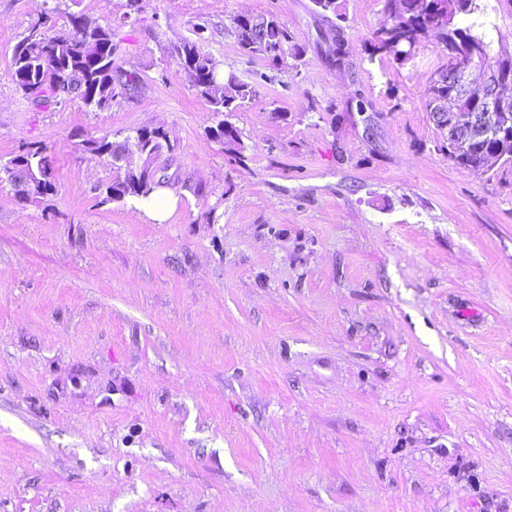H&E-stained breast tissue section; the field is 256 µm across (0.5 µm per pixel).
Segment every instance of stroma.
I'll use <instances>...</instances> for the list:
<instances>
[{"label":"stroma","instance_id":"35a3bbf8","mask_svg":"<svg viewBox=\"0 0 512 512\" xmlns=\"http://www.w3.org/2000/svg\"><path fill=\"white\" fill-rule=\"evenodd\" d=\"M39 2L0 0V160L44 146L57 184L0 188V512H512V164L449 160L434 44L370 55L386 0L339 27L311 0H81L142 87L42 109L10 76ZM241 13L287 29L279 60L241 53ZM193 40L253 87L244 159ZM141 127L169 136L162 223L81 149ZM176 56L184 69L192 78L193 87L197 95L211 106L216 124L210 126L208 134L212 140L224 145V139L234 147L236 153H231L229 147L226 152L238 160L244 159L245 146L239 130L228 119H219L220 116L230 117L241 104L253 94L250 84L220 77L218 63L208 53L202 52L198 41H187L175 49Z\"/></svg>","mask_w":512,"mask_h":512}]
</instances>
